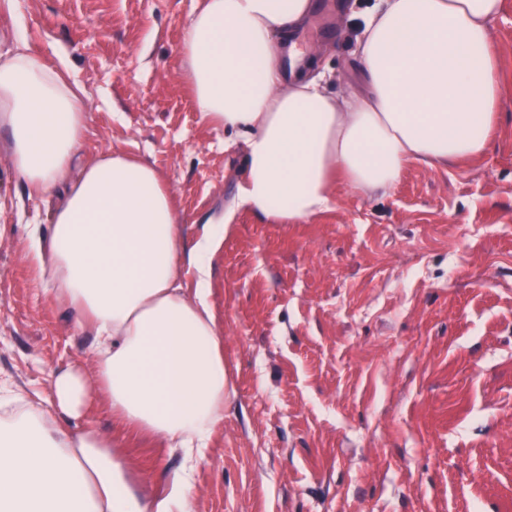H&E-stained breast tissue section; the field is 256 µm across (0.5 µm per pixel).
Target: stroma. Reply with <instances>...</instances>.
I'll return each mask as SVG.
<instances>
[{"label": "stroma", "instance_id": "1", "mask_svg": "<svg viewBox=\"0 0 512 512\" xmlns=\"http://www.w3.org/2000/svg\"><path fill=\"white\" fill-rule=\"evenodd\" d=\"M368 4L315 0L294 36L327 91L363 88L349 16ZM200 5L0 0V54L22 27L83 87L84 159L152 164L186 244L231 216L209 297L229 392L191 512H512V0L494 24L503 104L487 153L408 162L385 195L336 185L308 224L233 205L243 156L201 120L179 60ZM50 205L0 147V389L45 401L55 371H95L90 330L32 274L28 227ZM85 420L119 444L139 492L167 493L180 452L124 429L104 398Z\"/></svg>", "mask_w": 512, "mask_h": 512}]
</instances>
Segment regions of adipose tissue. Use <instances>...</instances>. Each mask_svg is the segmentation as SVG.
Instances as JSON below:
<instances>
[{
	"instance_id": "ef3b65f1",
	"label": "adipose tissue",
	"mask_w": 512,
	"mask_h": 512,
	"mask_svg": "<svg viewBox=\"0 0 512 512\" xmlns=\"http://www.w3.org/2000/svg\"><path fill=\"white\" fill-rule=\"evenodd\" d=\"M502 0H374L361 15L365 94L332 95L278 53L312 0H203L181 46L203 122L244 136L236 206L288 224L330 209L335 181L388 193L405 165L485 155L501 108ZM0 58V129L17 176L53 200L29 254L54 301L92 326L95 376L57 372L52 398L22 394L0 416V512H190L193 468L224 420V338L209 302L211 257L228 230L185 245L173 196L150 164L120 151L80 156L87 107L65 61L16 36ZM197 288L186 296L184 269ZM137 434L181 451L169 493L131 486L112 440L83 424L93 396Z\"/></svg>"
}]
</instances>
